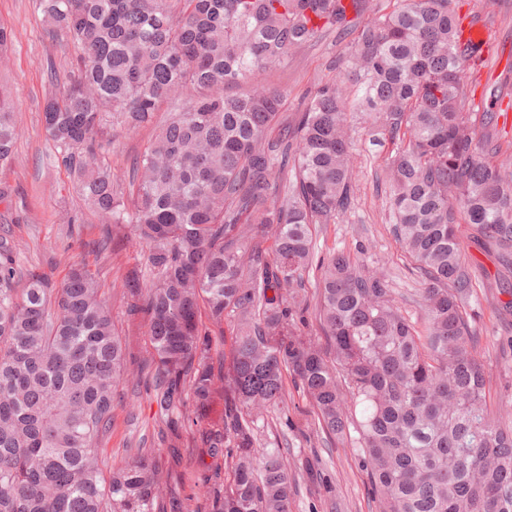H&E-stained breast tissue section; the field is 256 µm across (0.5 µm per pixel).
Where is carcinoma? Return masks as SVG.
Returning a JSON list of instances; mask_svg holds the SVG:
<instances>
[{
	"label": "carcinoma",
	"mask_w": 512,
	"mask_h": 512,
	"mask_svg": "<svg viewBox=\"0 0 512 512\" xmlns=\"http://www.w3.org/2000/svg\"><path fill=\"white\" fill-rule=\"evenodd\" d=\"M351 2L349 18L339 0H38L46 36L74 50L45 133L103 239L141 260L112 288L146 327V389L174 442L103 477L119 387L144 369L129 371L89 263L59 282L32 271L19 288L3 240L0 512H155L164 500L169 512H292L302 477L309 512H344L316 449L258 441L260 414L288 419V380L325 440L350 448L377 512H512V423L489 398L475 265L456 233L466 224L496 253L499 293L512 294V143L478 133L501 113L474 112L461 84L479 54L458 38L454 0H384L372 18L370 0ZM331 32L349 38L336 79L279 121L282 93L255 77ZM165 104L125 192L100 159L107 125L150 126ZM353 118L392 145L386 207L420 285V329L365 251L322 254L313 240L353 209ZM15 137L0 87V165ZM313 269L327 350L302 329ZM183 436L211 463L197 491L165 497L159 461Z\"/></svg>",
	"instance_id": "1"
}]
</instances>
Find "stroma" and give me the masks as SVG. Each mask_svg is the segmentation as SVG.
Instances as JSON below:
<instances>
[{
    "mask_svg": "<svg viewBox=\"0 0 512 512\" xmlns=\"http://www.w3.org/2000/svg\"><path fill=\"white\" fill-rule=\"evenodd\" d=\"M458 13L479 16L491 32V46L482 73L467 72V95L476 96L477 110H485L486 94L497 89L498 107L506 112V129H512V0H456ZM0 24L11 28L13 41L6 57H0V83L8 85L17 105L16 124L19 136L10 166L0 168V184L11 195L0 202V237L12 245L19 274L28 271L52 273L62 279L71 262L86 258L97 269L104 285L123 278L135 263L129 249L118 252L98 251L101 224L84 205L72 173L63 165L53 143L44 130L42 112L50 88L51 72L69 68L71 49L66 41L49 40L36 0H0ZM345 51V43L331 34L321 41L294 49L284 68L263 74L262 82L279 89L284 96L282 119H292L303 107L307 91L316 83L334 78ZM153 135L152 129L126 131L120 125L109 128L110 143L103 151L120 188L129 186L132 159L140 154ZM353 181L356 206L346 216L317 232L319 251L344 248L364 249L388 276L397 295L405 299L404 307L411 318H418L420 308L412 303L417 282L410 271V260L392 233L385 201L388 184L385 167L388 148L372 142L361 128H354ZM479 282V316L477 328L482 336L479 352L487 362L490 393L493 400L512 402V316L498 315V293L494 274L496 260L492 253L470 246ZM288 417L292 427L281 430L259 419L258 438L266 442L275 436L293 440L301 433L336 472V495L348 506V512H376L368 493L365 472L357 465L349 449L340 442L327 443L317 437L313 408L309 401L290 390ZM172 439L160 420L159 408L136 387L125 386L121 399L112 411V425L102 437L105 469L121 465L126 451L143 446L167 447Z\"/></svg>",
    "mask_w": 512,
    "mask_h": 512,
    "instance_id": "obj_1",
    "label": "stroma"
}]
</instances>
